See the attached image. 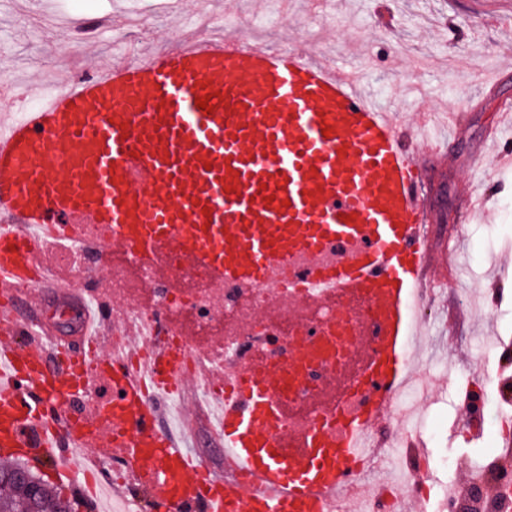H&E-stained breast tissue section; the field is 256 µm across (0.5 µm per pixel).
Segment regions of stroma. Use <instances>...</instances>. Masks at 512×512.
Masks as SVG:
<instances>
[{"label": "stroma", "mask_w": 512, "mask_h": 512, "mask_svg": "<svg viewBox=\"0 0 512 512\" xmlns=\"http://www.w3.org/2000/svg\"><path fill=\"white\" fill-rule=\"evenodd\" d=\"M246 31L269 40H291L313 56L361 74L378 104L394 113L406 128L424 126L435 138L425 194L434 199L445 188L452 207L445 223L433 224V290L419 300L426 355L415 410L422 420L416 442L424 461L451 458L454 491L466 488L477 455L502 448L495 405H487L482 435L462 427V400L470 386L495 391L503 378L492 370L494 342L512 344V166H501L486 152L489 131L501 126L506 104H512V0H268L257 18L252 0H232ZM144 18L146 32L128 28L100 31L101 56L123 51L129 41H179L197 25L186 16L170 23L174 0H22L0 14V70L22 76L26 60L42 62L47 71L82 75L74 20L114 11ZM498 69L494 86L474 85L468 72ZM512 139V126H501ZM487 196V211H470L466 194ZM505 290L495 307L485 291L494 280ZM97 289L114 313L150 307L149 290L121 260H113ZM169 317L199 347L218 348L225 334H246L247 305L225 316L222 329L197 331L196 310L174 309ZM183 405L189 421L175 411L162 415L175 432L194 443L200 457L224 462V443L207 431V412L186 391Z\"/></svg>", "instance_id": "obj_1"}]
</instances>
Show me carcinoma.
I'll use <instances>...</instances> for the list:
<instances>
[{
	"instance_id": "1",
	"label": "carcinoma",
	"mask_w": 512,
	"mask_h": 512,
	"mask_svg": "<svg viewBox=\"0 0 512 512\" xmlns=\"http://www.w3.org/2000/svg\"><path fill=\"white\" fill-rule=\"evenodd\" d=\"M14 478L0 483V512H78L80 502L67 497L27 467L0 463V475Z\"/></svg>"
}]
</instances>
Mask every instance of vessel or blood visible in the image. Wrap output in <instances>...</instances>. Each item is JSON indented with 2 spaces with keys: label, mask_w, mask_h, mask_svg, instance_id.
I'll return each mask as SVG.
<instances>
[{
  "label": "vessel or blood",
  "mask_w": 512,
  "mask_h": 512,
  "mask_svg": "<svg viewBox=\"0 0 512 512\" xmlns=\"http://www.w3.org/2000/svg\"><path fill=\"white\" fill-rule=\"evenodd\" d=\"M27 92L31 104L0 118V456L28 457L61 482L78 439L112 449L111 489L148 485L166 512H336L418 372L415 300L433 261L413 133L354 72L232 20ZM203 96L211 112L197 107ZM75 230L100 268L122 257L150 274V291L200 276L293 295L340 306L357 338L314 374L335 336L292 345L271 324L262 342L278 363L212 375L224 440V472L213 474L159 425L160 395L185 389L196 352L170 343L180 329L164 305L152 304L160 344L130 333L128 352L102 365L108 424L72 406L85 352L53 357L20 318L22 282L30 301L50 291L84 305L44 260ZM313 376V413L295 422L288 396ZM467 408L469 432H481L483 396L469 391Z\"/></svg>",
  "instance_id": "b4317fda"
}]
</instances>
